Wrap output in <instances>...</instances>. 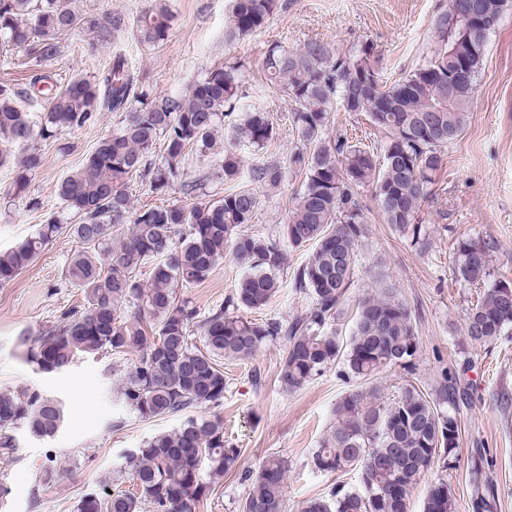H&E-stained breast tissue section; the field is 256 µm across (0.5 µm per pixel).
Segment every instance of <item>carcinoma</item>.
I'll return each instance as SVG.
<instances>
[{
  "mask_svg": "<svg viewBox=\"0 0 512 512\" xmlns=\"http://www.w3.org/2000/svg\"><path fill=\"white\" fill-rule=\"evenodd\" d=\"M452 9L435 21L437 47L425 64L391 84L383 81V55L370 43L349 53L322 41L287 49L271 45L262 72L269 85L292 102L290 123L298 146L288 165L258 160L250 180L278 188L286 171L304 174L292 198L288 218L273 235L250 234L257 197L248 190L187 206L172 201L136 209L127 191L137 175L157 194L178 189L186 197L203 195L202 181L187 177L186 157L214 148L213 132L229 122L233 141L259 151L275 134L269 113L241 109L246 76L236 65H222L176 96H149L124 54L116 53L106 71L75 77L58 90L47 85V68L60 55L59 36L86 27L103 40L126 27L121 14L103 20L77 13L71 0H0V41L25 54L36 74L29 87L0 83V166L15 163L13 192H26L41 167L40 140L82 130L104 112L123 114L120 127L99 139L82 166L64 177L57 195L77 216L61 224L54 214L36 232L0 253V284L29 267L62 231L85 249L71 255L65 277L81 288L84 302L62 310L57 323L35 334L22 333L25 361L42 374H61L79 359L140 352L117 391L120 404L144 420L186 414L180 427L146 440L124 456L123 468L135 490L103 497L84 496L78 512H194L212 487L236 467L240 450L224 439V422L215 416H191L199 408L224 403L222 360H248L265 344L284 339L286 351L279 382L286 391L303 387L333 365L343 376L370 383L379 372L399 367L415 374L420 352L412 312L383 285L361 297L348 341L333 325L345 314L358 249L366 234L371 193L385 223L421 249L429 246L419 217L430 196L448 146L465 129L474 81L485 56L489 34L508 0H450ZM277 0H233L224 27L232 44L261 30ZM174 14L165 0L135 20L138 39L163 43ZM40 93L44 112L34 121L18 99ZM359 112L386 141L374 151L339 135L324 137L335 106ZM163 142L161 161L152 158ZM24 150L13 160L12 149ZM243 159L224 148V182L237 181ZM127 226L124 240L108 243L114 226ZM312 251L294 273L296 291L310 298L306 310L290 321L243 315L267 306L281 288L279 273L285 247ZM248 266L224 303L198 319L196 308L177 288L203 282L224 259V252ZM494 243L463 237L455 242L453 274L468 284L484 285L483 298L466 314L465 336L490 347L512 325V281L491 272ZM150 267L146 279L142 268ZM199 332L202 346L194 343ZM436 393L405 384L386 401L375 388L357 387L333 409L334 422L310 457L320 473L353 471L359 487L335 484L328 495L309 498L299 512H410V497L421 480L440 465L458 462L460 426L441 406L456 404V379L441 373ZM66 420L62 401L36 389L0 392V447H14L12 432L54 437ZM482 457L471 465L473 512H490L493 491L481 482ZM288 461L268 456L257 470H244L249 485L241 512H282ZM455 497L439 477L430 486L424 512H454Z\"/></svg>",
  "mask_w": 512,
  "mask_h": 512,
  "instance_id": "cac0c4a2",
  "label": "carcinoma"
}]
</instances>
